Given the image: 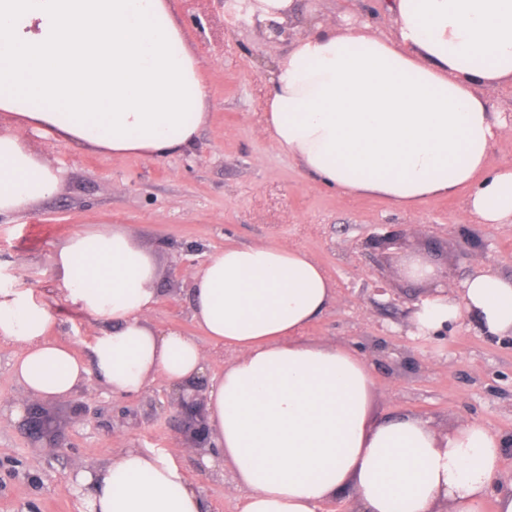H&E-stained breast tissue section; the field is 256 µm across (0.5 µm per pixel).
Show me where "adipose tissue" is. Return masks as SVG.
<instances>
[{
	"label": "adipose tissue",
	"instance_id": "obj_1",
	"mask_svg": "<svg viewBox=\"0 0 512 512\" xmlns=\"http://www.w3.org/2000/svg\"><path fill=\"white\" fill-rule=\"evenodd\" d=\"M397 33L318 21L280 55L265 103L278 148L340 197L375 195L407 211L468 188V211L512 222V168H489L504 126L479 85L512 84V0H391ZM171 0H0V215L59 191L58 171L30 146L38 130L116 158L190 148L207 120L200 59ZM65 302L101 322L90 360L51 335L53 316L29 291L0 288V339L14 378L64 396L88 373L119 395L206 373L205 349L149 320L156 267L124 231L72 236L57 254ZM336 301V284L306 253L230 245L191 274V318L235 351L207 383L217 456L241 512H318L351 486L358 512H483L504 442L462 420L439 436L413 416L370 417L373 376L345 344L305 336ZM472 315L489 336L512 335V277L481 273L460 295L412 316L432 334ZM87 512H201L198 489L172 458L139 448L78 471Z\"/></svg>",
	"mask_w": 512,
	"mask_h": 512
}]
</instances>
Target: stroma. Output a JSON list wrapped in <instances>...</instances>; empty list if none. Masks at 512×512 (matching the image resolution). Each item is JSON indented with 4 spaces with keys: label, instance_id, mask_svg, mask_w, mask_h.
Segmentation results:
<instances>
[{
    "label": "stroma",
    "instance_id": "1",
    "mask_svg": "<svg viewBox=\"0 0 512 512\" xmlns=\"http://www.w3.org/2000/svg\"><path fill=\"white\" fill-rule=\"evenodd\" d=\"M233 0H172L202 62L208 119L193 146L166 158L107 154L28 133L41 156L61 170L58 193L25 211L0 215V286L30 290L54 316L51 335L80 358L103 326L69 307L56 268L59 250L78 232L99 227L126 231L157 269L159 301L150 319L199 331L190 317V277L196 264L227 245H287L315 259L336 283L338 301L308 336L352 347L385 342L421 363L420 370H389L372 362L371 415L410 414L437 432L472 418L505 442L494 492L512 487V338L491 337L472 319L439 336H416L408 312L425 291L378 271L363 244L394 224L421 226L448 244V282L457 285L481 269L512 276V224L467 219L468 189L427 199L411 213L372 195L338 198L298 162L274 146L264 130V102L273 60L307 35L312 16L343 26L353 17L374 33L392 36L388 0H299V12L275 38L237 18ZM478 234L481 248L462 250V235ZM389 291L377 293V281ZM16 347L0 339V512H84L88 489L73 491L78 468L111 461L127 448L173 457L198 487L203 512H241L242 497L228 479L201 474L186 448L178 418L163 414L166 386L156 382L135 396L111 392L96 377L66 396L39 403L55 419L65 447H33L19 413L31 397L12 375ZM93 419L78 421L75 402Z\"/></svg>",
    "mask_w": 512,
    "mask_h": 512
}]
</instances>
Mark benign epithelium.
<instances>
[{
  "mask_svg": "<svg viewBox=\"0 0 512 512\" xmlns=\"http://www.w3.org/2000/svg\"><path fill=\"white\" fill-rule=\"evenodd\" d=\"M419 237L417 226L403 224L397 231H390L388 234L374 237L364 243V249H384L388 246H395L402 250L398 256L400 271L407 276L411 272V263L419 261L425 265H434L435 272L431 275V281L436 284H443V289H429V296L448 295V267L435 264L433 259V240L425 238L419 246L409 244V238ZM205 384L201 380H189L172 388L167 395L165 408L176 413L182 418V423L188 433L187 447L195 450L197 455L202 456L213 447L211 442V431L206 412V396L204 395ZM25 430L29 438L40 444L42 448H64L66 444L60 436L54 434V418L39 405H29L26 408L24 418Z\"/></svg>",
  "mask_w": 512,
  "mask_h": 512,
  "instance_id": "1",
  "label": "benign epithelium"
}]
</instances>
